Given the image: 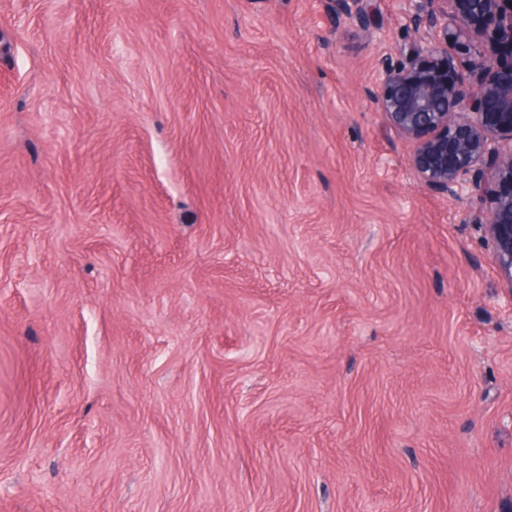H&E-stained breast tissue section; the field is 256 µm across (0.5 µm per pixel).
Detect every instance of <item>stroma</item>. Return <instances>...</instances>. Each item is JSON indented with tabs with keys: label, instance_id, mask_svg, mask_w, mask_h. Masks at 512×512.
Masks as SVG:
<instances>
[{
	"label": "stroma",
	"instance_id": "stroma-1",
	"mask_svg": "<svg viewBox=\"0 0 512 512\" xmlns=\"http://www.w3.org/2000/svg\"><path fill=\"white\" fill-rule=\"evenodd\" d=\"M326 0H0V512H512V284Z\"/></svg>",
	"mask_w": 512,
	"mask_h": 512
}]
</instances>
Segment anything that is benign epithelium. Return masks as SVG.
Listing matches in <instances>:
<instances>
[{"mask_svg":"<svg viewBox=\"0 0 512 512\" xmlns=\"http://www.w3.org/2000/svg\"><path fill=\"white\" fill-rule=\"evenodd\" d=\"M419 38L377 63L376 111L409 140V165L430 191L465 200L512 285V0H406ZM371 29L366 0H329Z\"/></svg>","mask_w":512,"mask_h":512,"instance_id":"7a95c632","label":"benign epithelium"}]
</instances>
